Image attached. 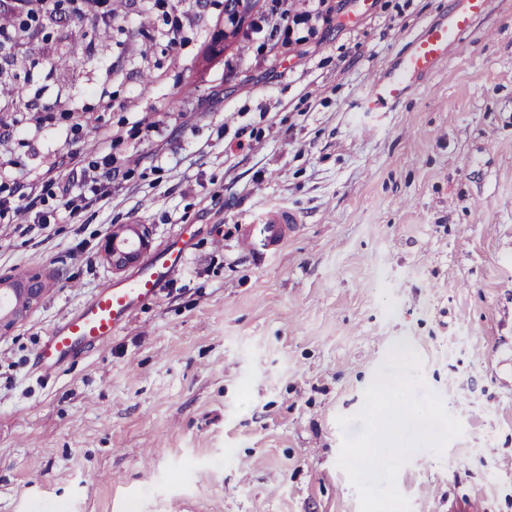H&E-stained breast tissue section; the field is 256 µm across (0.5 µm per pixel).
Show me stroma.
<instances>
[{"mask_svg": "<svg viewBox=\"0 0 512 512\" xmlns=\"http://www.w3.org/2000/svg\"><path fill=\"white\" fill-rule=\"evenodd\" d=\"M224 2L50 12L10 51L27 79L0 86V161L39 179L104 148L126 177L73 216L48 187L47 229L0 223V278L46 285L0 335V512H359L337 459L362 425L337 418L399 343L421 359L417 396L463 427L442 455L409 452L411 512H512V0L373 114L358 101L381 66L451 0H323L216 51ZM275 206L300 222L259 262L242 226ZM129 224L149 229L145 258L194 225L185 267L102 351L40 377L45 333L137 272L104 250Z\"/></svg>", "mask_w": 512, "mask_h": 512, "instance_id": "35a3bbf8", "label": "stroma"}]
</instances>
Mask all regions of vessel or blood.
<instances>
[{
    "mask_svg": "<svg viewBox=\"0 0 512 512\" xmlns=\"http://www.w3.org/2000/svg\"><path fill=\"white\" fill-rule=\"evenodd\" d=\"M489 0H453L447 13L411 38L362 98L363 112H390L431 75L487 10ZM298 216L280 208L266 212L243 229L242 245L256 260H264L287 241ZM195 236L184 227L166 247L143 261L130 281L106 284L96 297L53 326L34 353L41 375L58 373L78 352L103 349L136 311L158 298L181 271Z\"/></svg>",
    "mask_w": 512,
    "mask_h": 512,
    "instance_id": "obj_1",
    "label": "vessel or blood"
}]
</instances>
